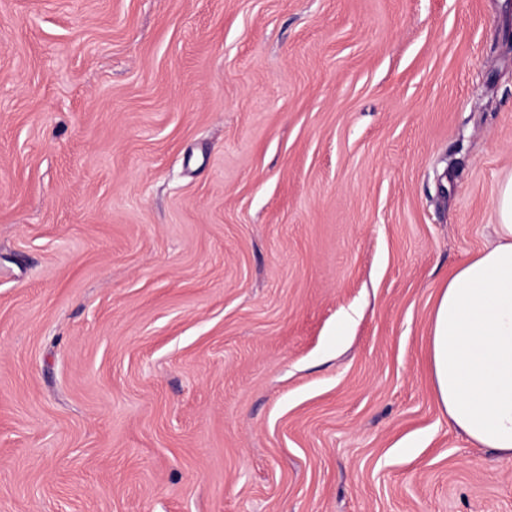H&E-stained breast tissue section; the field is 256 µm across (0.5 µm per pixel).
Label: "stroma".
<instances>
[{
    "label": "stroma",
    "mask_w": 512,
    "mask_h": 512,
    "mask_svg": "<svg viewBox=\"0 0 512 512\" xmlns=\"http://www.w3.org/2000/svg\"><path fill=\"white\" fill-rule=\"evenodd\" d=\"M512 175V0H0V512H512L432 312Z\"/></svg>",
    "instance_id": "stroma-1"
}]
</instances>
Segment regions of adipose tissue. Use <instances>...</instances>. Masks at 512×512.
I'll return each instance as SVG.
<instances>
[{"label": "adipose tissue", "instance_id": "1", "mask_svg": "<svg viewBox=\"0 0 512 512\" xmlns=\"http://www.w3.org/2000/svg\"><path fill=\"white\" fill-rule=\"evenodd\" d=\"M496 239L449 277L430 325L433 394L472 443L512 459V176L500 186Z\"/></svg>", "mask_w": 512, "mask_h": 512}]
</instances>
